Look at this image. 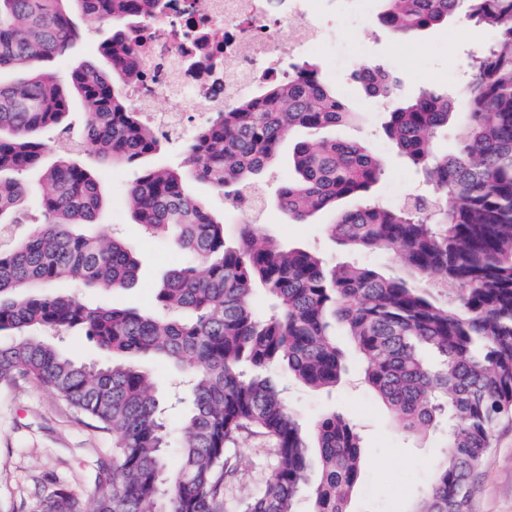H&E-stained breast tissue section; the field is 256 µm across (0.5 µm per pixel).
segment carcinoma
<instances>
[{
    "label": "carcinoma",
    "mask_w": 512,
    "mask_h": 512,
    "mask_svg": "<svg viewBox=\"0 0 512 512\" xmlns=\"http://www.w3.org/2000/svg\"><path fill=\"white\" fill-rule=\"evenodd\" d=\"M77 5L112 24L99 46L105 72L85 62L63 84L39 64L63 58L80 39ZM494 33L468 81L421 91L389 111L385 135L431 186L430 196L399 205L367 203L385 159L361 141L321 139L294 145L293 177L277 207L296 222L333 210L328 235L352 252L395 254L406 276L367 265H328L301 248L280 247L251 224L233 246L224 218L185 189L184 173L142 167L129 189L134 217L152 236H172L185 256L157 289L158 313L86 303L52 285L115 290L137 279L134 246L80 229L94 223L102 198L93 173L70 157L45 164L42 131L68 132L71 100L84 105L87 149L135 163L161 151L169 136L149 126L126 100V22L161 11L163 0H0V69L29 71L0 83V382L24 379L69 402L114 437L112 487L94 512H295L307 491L313 512H346L360 471V435L344 414H323L312 431L272 383L285 367L298 382L336 386L341 325L361 359L363 382L408 432L446 428V455L436 464L413 512H469L475 477L497 427L512 420V0H380L379 20L397 36L443 26L462 7ZM366 95L389 98L396 80L379 68L356 74ZM355 118L305 63L286 82L260 83L214 113L184 143L185 166L227 198L273 161L297 128L319 131ZM452 135L456 150L440 155ZM42 170V219L29 222L21 175ZM357 200L350 209L344 200ZM442 281L457 291L435 301ZM272 301L260 313L256 293ZM42 331H78L124 356L91 366L64 354ZM163 359L185 372L193 397L178 437L179 463L164 457L168 431L158 384L139 363ZM249 430L269 438L274 465L264 487L225 502L228 451ZM321 480L309 484L313 460ZM41 512H77L63 490Z\"/></svg>",
    "instance_id": "1"
}]
</instances>
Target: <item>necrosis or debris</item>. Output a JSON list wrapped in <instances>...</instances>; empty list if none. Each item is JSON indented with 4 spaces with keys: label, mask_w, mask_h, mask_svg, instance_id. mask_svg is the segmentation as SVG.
Segmentation results:
<instances>
[{
    "label": "necrosis or debris",
    "mask_w": 512,
    "mask_h": 512,
    "mask_svg": "<svg viewBox=\"0 0 512 512\" xmlns=\"http://www.w3.org/2000/svg\"><path fill=\"white\" fill-rule=\"evenodd\" d=\"M311 0H296L285 21H268L263 0H165L153 20L133 25L128 63L135 69L127 97L141 105L150 90H174L181 104L215 105L242 95L258 79L284 80L283 33L312 25Z\"/></svg>",
    "instance_id": "necrosis-or-debris-1"
}]
</instances>
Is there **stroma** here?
Returning a JSON list of instances; mask_svg holds the SVG:
<instances>
[{"instance_id": "stroma-1", "label": "stroma", "mask_w": 512, "mask_h": 512, "mask_svg": "<svg viewBox=\"0 0 512 512\" xmlns=\"http://www.w3.org/2000/svg\"><path fill=\"white\" fill-rule=\"evenodd\" d=\"M312 8L322 25L341 34L352 52L363 53L365 64L382 67L398 79L393 101L412 98L428 86L460 84L465 63L491 39L486 32L473 38V25L462 16L444 26L398 37L380 24L377 10H366L358 28L346 29L336 13V0H314ZM77 24L82 37L68 56L43 64L62 78L83 62L97 60L99 43L112 34L110 23L92 15H78ZM326 83L356 112V122L325 129L319 135L300 129L287 137L274 164L254 182L258 207L231 205L209 185L188 179V191L223 214L228 243L237 242L241 225L254 224L277 242L317 253L327 262L352 259V252L333 243L325 233L332 213L316 214L300 224L276 206L279 189L293 175L290 156L298 141L312 143L321 136L362 140L384 156L387 164L372 202L388 204L394 188L404 197L425 193L423 183L383 133L393 102L366 96L350 71L328 75ZM77 158L100 182L103 203L93 231L113 232L134 244L140 263L131 287L106 295L83 289L78 292L80 297L91 303L154 311L156 291L163 278L181 264L182 253L170 240L145 236L137 224L128 199L135 167L105 162L87 151L78 153ZM270 376L303 426H311L321 414L335 408L356 425L361 436V474L348 500V512H412L431 478L433 463L445 451L438 434L399 428L386 403L363 384L355 358H348L341 382L331 391L308 388L280 369L271 371ZM232 458L237 470L226 484L238 497L269 477L274 464L272 443L263 435L242 432ZM111 478L109 434L49 391L24 380L0 382V512H36L40 500L55 487L70 492L81 512H91ZM470 512H512V422L504 423L496 434L478 476Z\"/></svg>"}]
</instances>
